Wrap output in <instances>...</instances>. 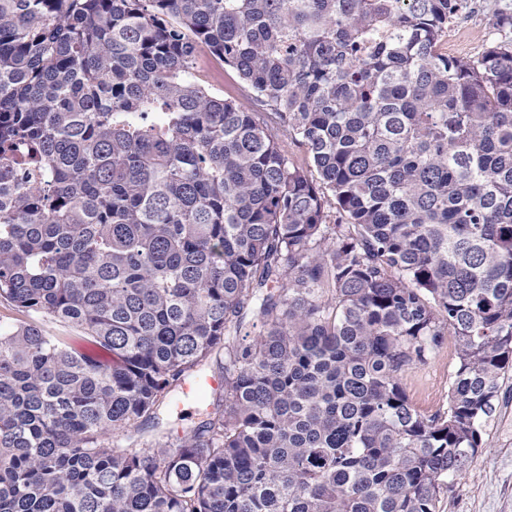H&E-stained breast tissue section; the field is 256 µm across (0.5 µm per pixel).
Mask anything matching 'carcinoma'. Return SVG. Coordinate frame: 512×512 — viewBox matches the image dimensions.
Returning a JSON list of instances; mask_svg holds the SVG:
<instances>
[{
    "instance_id": "carcinoma-1",
    "label": "carcinoma",
    "mask_w": 512,
    "mask_h": 512,
    "mask_svg": "<svg viewBox=\"0 0 512 512\" xmlns=\"http://www.w3.org/2000/svg\"><path fill=\"white\" fill-rule=\"evenodd\" d=\"M465 4L0 0V512H437L512 372V36L448 56ZM213 69L219 73L221 81L218 83L208 82L206 85L210 90L224 95L225 93H232L236 96L244 107L251 110L252 112H264L263 108L258 105L244 89H241L239 78L236 72L224 66V63L217 61L216 59L207 56ZM448 339L425 364L414 366L403 377L404 387L411 402L422 413L431 414L446 407L450 378L454 364V346L448 354ZM217 384L218 381L210 377L196 378L185 383L182 391L186 397L194 398L195 394L203 385L215 387ZM184 395L180 396L178 406L180 404H183L184 409H188L189 411H185L182 415L178 416L177 406L173 409L170 408L169 411L165 412V422L168 423V425L173 426L174 428H177L179 430H181L182 427L185 428L192 426L194 423H197L202 418V415H200L202 412L201 406H199L195 400H187L184 397ZM194 408H196V410Z\"/></svg>"
}]
</instances>
